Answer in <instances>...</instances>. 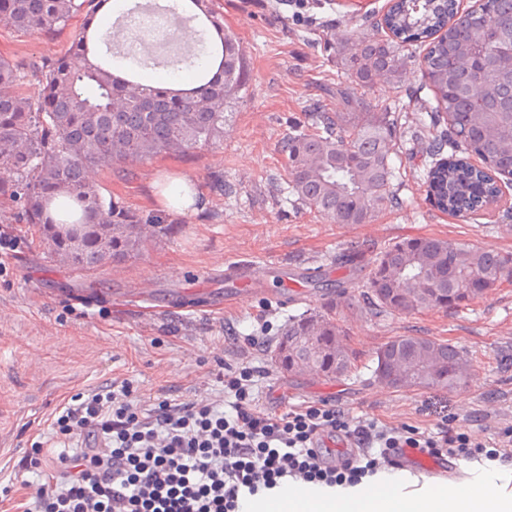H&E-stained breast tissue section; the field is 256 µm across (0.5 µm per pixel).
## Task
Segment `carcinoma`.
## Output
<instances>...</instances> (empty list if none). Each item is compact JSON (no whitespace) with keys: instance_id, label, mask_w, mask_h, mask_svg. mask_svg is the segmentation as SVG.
Here are the masks:
<instances>
[{"instance_id":"obj_1","label":"carcinoma","mask_w":512,"mask_h":512,"mask_svg":"<svg viewBox=\"0 0 512 512\" xmlns=\"http://www.w3.org/2000/svg\"><path fill=\"white\" fill-rule=\"evenodd\" d=\"M113 0H0V23L25 34L84 21L69 52L53 61L0 57V199L17 205L23 224L55 231L56 252L71 265L94 270L142 253L156 225H171L106 194L89 179L94 169L142 163L161 153L186 152L224 138L225 112L247 85L236 35L224 29L217 0H174L175 14L196 8L200 61L187 57L194 79L178 87L128 84L116 78L118 51L98 36L97 14ZM456 0H393L383 17L387 35L363 40L352 33L341 46L350 86L336 89L341 111L316 103L279 145L286 178L281 192L302 209L337 224H368L395 203L391 164L399 113L365 112L358 89L382 77L402 82L408 47L425 46L420 70L432 93L422 139L433 156L445 144L474 155L480 165L449 156L429 170L431 202L464 216L500 201L496 177H512V0H480L454 20ZM37 91H14L31 80ZM448 128L434 133L441 120ZM512 273V254L435 237H408L373 257L367 283L370 308L413 315L464 306ZM336 307L288 316L276 345L321 336L325 349L345 335ZM426 361L440 379L421 388L464 386L471 364L457 347L426 336H399L376 352L382 379L394 357Z\"/></svg>"}]
</instances>
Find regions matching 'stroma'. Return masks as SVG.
Wrapping results in <instances>:
<instances>
[{
    "label": "stroma",
    "mask_w": 512,
    "mask_h": 512,
    "mask_svg": "<svg viewBox=\"0 0 512 512\" xmlns=\"http://www.w3.org/2000/svg\"><path fill=\"white\" fill-rule=\"evenodd\" d=\"M249 74L246 96L232 105L221 143L162 155L128 170L102 169L105 191L171 226L141 255L94 271L60 261L40 230L13 223L0 204V488L13 485L0 512L26 500L19 463L49 439L56 408L74 394L128 382L138 398L223 400L224 372L259 368L254 388L263 410L285 414L326 402L353 417L434 432L445 423L487 441L512 428V276L456 310L374 316L358 309L369 261L389 242L436 237L512 253V187L499 206L455 217L437 209L424 184L429 158L404 135L392 157L396 206L368 224H336L282 201L280 139L313 101L336 104L346 82L329 42L349 32L369 39L388 0H220ZM83 24L29 36L0 24V56L54 60ZM371 111L401 103L416 127L431 92L417 62L400 85L364 90ZM222 175L227 193L211 190ZM194 185L203 204L169 208V193ZM324 266L326 288L294 289L302 269ZM336 300V318L354 353L351 371L329 380L277 367L270 345L289 315ZM265 346L249 345L250 336ZM398 336H429L471 359V378L448 391L399 389L373 376L378 348Z\"/></svg>",
    "instance_id": "1"
}]
</instances>
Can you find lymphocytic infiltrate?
<instances>
[{
	"instance_id": "obj_1",
	"label": "lymphocytic infiltrate",
	"mask_w": 512,
	"mask_h": 512,
	"mask_svg": "<svg viewBox=\"0 0 512 512\" xmlns=\"http://www.w3.org/2000/svg\"><path fill=\"white\" fill-rule=\"evenodd\" d=\"M253 386L252 368L225 374V408L163 400L147 409L125 386L75 394L51 423L60 452L37 442L21 464L33 475L22 512H242L243 502L291 479L357 484L377 473L375 448L512 455V429L489 447L450 426L436 433L387 427L329 403L278 416L255 405ZM338 435L358 453L335 466L320 448Z\"/></svg>"
}]
</instances>
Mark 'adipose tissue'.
<instances>
[{"mask_svg": "<svg viewBox=\"0 0 512 512\" xmlns=\"http://www.w3.org/2000/svg\"><path fill=\"white\" fill-rule=\"evenodd\" d=\"M512 512V490L496 471L453 484L422 483L406 471H383L357 485L281 488L246 503L245 512Z\"/></svg>", "mask_w": 512, "mask_h": 512, "instance_id": "ef3b65f1", "label": "adipose tissue"}]
</instances>
